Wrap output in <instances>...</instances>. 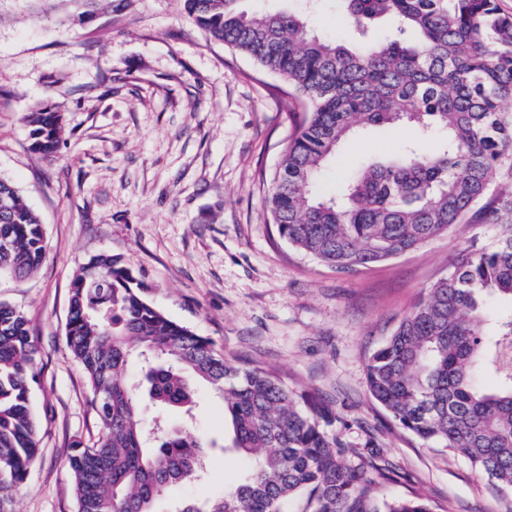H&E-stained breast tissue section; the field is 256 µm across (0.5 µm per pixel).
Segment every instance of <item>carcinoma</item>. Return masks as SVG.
<instances>
[{"label": "carcinoma", "mask_w": 512, "mask_h": 512, "mask_svg": "<svg viewBox=\"0 0 512 512\" xmlns=\"http://www.w3.org/2000/svg\"><path fill=\"white\" fill-rule=\"evenodd\" d=\"M358 38L312 35L305 10L253 14L240 0H184L211 38L277 74L304 116L283 151L267 200L276 236L336 271L402 256L479 209L492 246L463 252L369 358L366 385L403 430L462 456L487 488L512 496V191L486 198L492 175L512 176V14L497 0H336ZM392 25L372 38L381 18ZM63 116L38 104L31 149H58ZM408 123V142L367 160L333 196L317 180L352 132ZM43 226L0 179V274L34 273ZM511 304L489 318L487 301ZM66 344L92 391L100 432L69 457L76 512H154L198 476L202 443L181 428H143V403L190 413L194 385L221 392L232 451L245 461L224 495L179 512H437L421 497L387 498L391 471L345 448L322 423L324 404L274 371L237 364L169 319L130 269L98 254L73 277ZM36 348L25 315L0 302V512L38 448L30 406ZM143 358L144 388L126 366Z\"/></svg>", "instance_id": "carcinoma-1"}]
</instances>
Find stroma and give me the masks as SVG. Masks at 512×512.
Here are the masks:
<instances>
[{
  "label": "stroma",
  "mask_w": 512,
  "mask_h": 512,
  "mask_svg": "<svg viewBox=\"0 0 512 512\" xmlns=\"http://www.w3.org/2000/svg\"><path fill=\"white\" fill-rule=\"evenodd\" d=\"M312 33L349 40L335 0H318ZM280 82L192 22L182 0H0V179L41 219L46 256L29 277L0 275V301L22 311L37 347L31 402L39 452L10 493L13 512H76L68 457L99 419L65 334L74 274L95 254L121 257L171 320L226 357L280 372L335 417L330 434L391 469L390 497L442 512H505L463 458L422 444L374 403L365 365L463 249L490 246L467 221L423 247L339 273L279 241L268 222L272 178L297 117ZM56 105L55 156L31 150L26 117ZM410 126L356 134L319 180L330 195L367 159L417 140ZM192 436L202 480L156 505L220 497L239 474L224 450V403L199 385Z\"/></svg>",
  "instance_id": "stroma-1"
}]
</instances>
